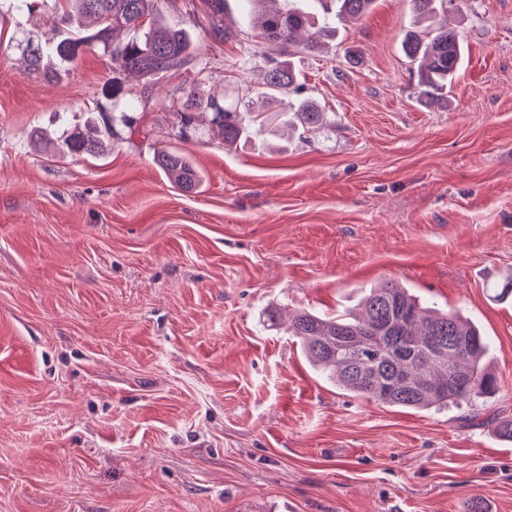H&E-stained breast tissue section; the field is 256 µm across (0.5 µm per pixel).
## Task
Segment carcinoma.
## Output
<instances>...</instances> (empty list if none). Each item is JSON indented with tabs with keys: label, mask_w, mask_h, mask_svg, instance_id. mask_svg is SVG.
I'll return each mask as SVG.
<instances>
[{
	"label": "carcinoma",
	"mask_w": 512,
	"mask_h": 512,
	"mask_svg": "<svg viewBox=\"0 0 512 512\" xmlns=\"http://www.w3.org/2000/svg\"><path fill=\"white\" fill-rule=\"evenodd\" d=\"M323 0H244L265 39L281 46L302 45L316 51L322 41L336 37L337 23L357 21L374 0H332L336 17L324 16L314 25V2ZM415 13L432 18L454 0H410ZM208 33L224 37V0H207ZM49 35L15 39L29 74L51 80V66L75 62L89 49H101L112 65L154 84L172 72L194 68L191 40L184 28L157 17L156 0H56ZM457 34L443 22L428 32L411 31L403 50L419 62L421 94L433 99L452 82L461 62ZM296 74L270 61L262 98L272 100L295 84ZM173 127L183 134L196 115H210L211 129L233 145L253 135L260 115L240 110L238 103L211 95L199 78L189 82L183 96L171 103ZM295 115L308 128H320L324 113L309 101L298 104ZM128 125L125 112L104 109L59 137L42 129L32 131L36 148L72 156H96L112 140L117 124ZM164 175L184 189L201 182L192 159L179 150H160L154 157ZM288 331L299 338L311 364L336 385L377 404L412 410L455 408L473 414L478 403L497 391V380L486 365L488 340L458 310L439 311L420 303L409 291L388 281L371 289L358 316L321 317L310 311L295 315Z\"/></svg>",
	"instance_id": "1"
}]
</instances>
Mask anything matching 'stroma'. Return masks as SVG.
I'll return each mask as SVG.
<instances>
[{
    "label": "stroma",
    "mask_w": 512,
    "mask_h": 512,
    "mask_svg": "<svg viewBox=\"0 0 512 512\" xmlns=\"http://www.w3.org/2000/svg\"><path fill=\"white\" fill-rule=\"evenodd\" d=\"M53 5L0 0V512H512V0H453L463 62L442 100L418 94L402 43L409 0H375L316 53L267 42L243 0L224 36L204 0H159L211 91L250 105L269 60L318 130L266 128L225 146L178 137L137 78L86 52L59 79L23 73L7 39L49 33ZM138 99L97 157L33 147L105 92ZM194 160L199 188L155 165ZM395 281L461 310L499 385L473 422L457 409L381 406L326 379L288 332ZM164 175L184 189H194L201 182V173L192 159L179 150H160L154 157Z\"/></svg>",
    "instance_id": "obj_1"
}]
</instances>
